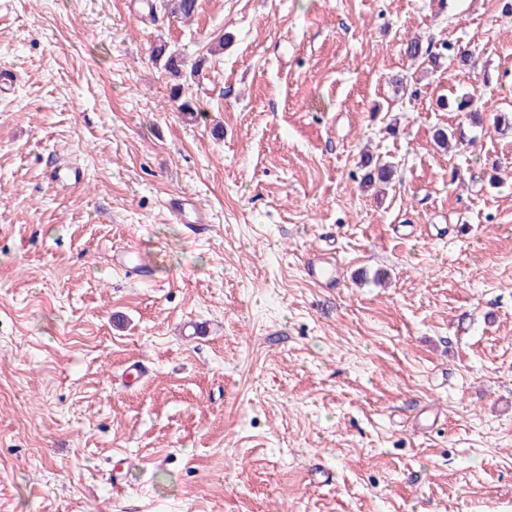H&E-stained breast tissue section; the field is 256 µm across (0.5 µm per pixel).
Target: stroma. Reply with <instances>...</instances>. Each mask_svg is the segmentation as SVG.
<instances>
[{
    "instance_id": "1",
    "label": "stroma",
    "mask_w": 512,
    "mask_h": 512,
    "mask_svg": "<svg viewBox=\"0 0 512 512\" xmlns=\"http://www.w3.org/2000/svg\"><path fill=\"white\" fill-rule=\"evenodd\" d=\"M501 7L0 0V512H512ZM160 38L204 62L177 101ZM413 38L474 57L418 70ZM466 92L482 124L439 104ZM185 195L209 224L173 219ZM305 276L323 288H335L341 278V268L327 254H313L304 265Z\"/></svg>"
}]
</instances>
